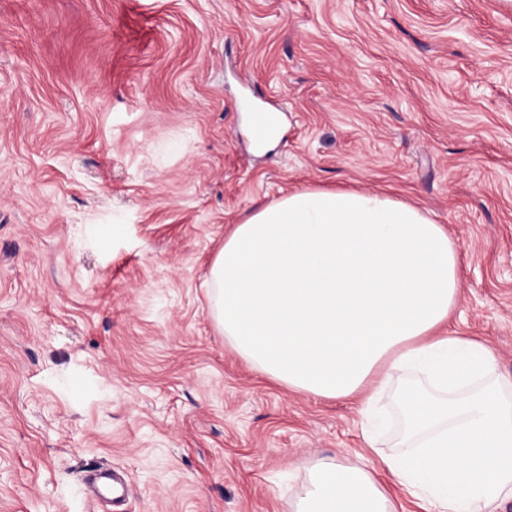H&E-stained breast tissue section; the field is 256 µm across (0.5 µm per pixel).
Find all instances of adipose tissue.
<instances>
[{"mask_svg": "<svg viewBox=\"0 0 512 512\" xmlns=\"http://www.w3.org/2000/svg\"><path fill=\"white\" fill-rule=\"evenodd\" d=\"M225 341L291 391L373 405L394 375L406 387V455L387 469L431 512H488L512 495V402L497 358L450 332L462 279L443 225L385 193L306 188L259 206L210 267ZM363 466L325 457L294 512H400Z\"/></svg>", "mask_w": 512, "mask_h": 512, "instance_id": "ef3b65f1", "label": "adipose tissue"}]
</instances>
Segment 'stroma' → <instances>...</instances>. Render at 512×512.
Listing matches in <instances>:
<instances>
[{
    "label": "stroma",
    "instance_id": "35a3bbf8",
    "mask_svg": "<svg viewBox=\"0 0 512 512\" xmlns=\"http://www.w3.org/2000/svg\"><path fill=\"white\" fill-rule=\"evenodd\" d=\"M281 107L263 150L253 104ZM386 192L462 260L449 327L512 381V7L502 0H0V512H293L319 457L403 455L362 396L270 380L206 280L234 224L303 188Z\"/></svg>",
    "mask_w": 512,
    "mask_h": 512
}]
</instances>
